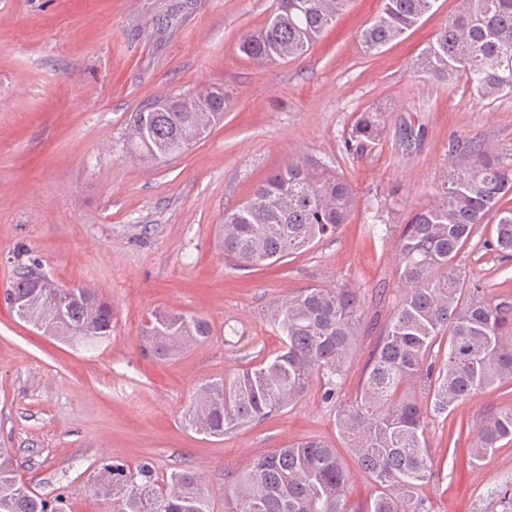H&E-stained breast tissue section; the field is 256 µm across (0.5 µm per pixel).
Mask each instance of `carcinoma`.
I'll return each mask as SVG.
<instances>
[{
  "mask_svg": "<svg viewBox=\"0 0 512 512\" xmlns=\"http://www.w3.org/2000/svg\"><path fill=\"white\" fill-rule=\"evenodd\" d=\"M349 0H276L261 29L246 33L239 49L273 64L302 57L336 23ZM436 0H381L363 30L368 52L378 51L416 27ZM416 67L438 81L465 80L479 96L512 95V0H461L460 14L441 26ZM224 118V93L161 97L132 114L128 158L151 163L185 153ZM387 113H358L347 148L364 154L381 141ZM512 165L475 150L457 168L438 203L415 212L395 243V280L402 298L378 336L354 396L339 403L336 425L359 469L376 485L360 504L346 496L348 472L336 448L310 437L260 456L224 496V512H436L423 494L434 474L426 438V411L450 416L475 396L512 386V294L488 298L466 281L457 263L476 226L496 217L497 251L512 254ZM357 207L353 184L311 158L294 159L261 182L252 195L224 213L218 247L239 267L273 264L337 233ZM43 275L28 268L5 300L23 301V321L46 336L87 347L112 336V304L94 288L53 294ZM270 322L282 336L271 358L224 378L207 380L184 411L186 426L220 437L299 403L314 381L327 400L345 383V367L364 334L361 300L345 287L309 286L274 300ZM213 335L203 318L155 312L143 328L160 360L180 355ZM512 441V406L490 412L478 427L473 460ZM91 491L109 512H210V495L190 469L156 476L144 462L134 468L104 462ZM0 512H69L62 495L47 499L16 473L12 451L0 448Z\"/></svg>",
  "mask_w": 512,
  "mask_h": 512,
  "instance_id": "obj_1",
  "label": "carcinoma"
}]
</instances>
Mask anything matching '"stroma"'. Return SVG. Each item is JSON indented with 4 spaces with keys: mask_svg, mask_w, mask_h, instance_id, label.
I'll return each instance as SVG.
<instances>
[{
    "mask_svg": "<svg viewBox=\"0 0 512 512\" xmlns=\"http://www.w3.org/2000/svg\"><path fill=\"white\" fill-rule=\"evenodd\" d=\"M381 0H350L303 57L247 58L240 37L261 28L274 0H0V448L39 494L64 495L71 512H105L91 478L104 461L150 463L158 476L189 468L210 491L211 512L259 456L319 437L349 462L348 493L370 496L336 428V403L312 384L294 408L207 438L185 429L194 389L273 354L281 345L268 304L307 286L361 295L365 333L347 366L350 398L400 301L395 240L401 224L436 201L454 169L485 144L512 164V95L489 101L447 84L416 60L460 11H436L379 53L361 31ZM220 88L224 119L177 157L126 156L132 113L171 93ZM389 114L383 141L346 148L357 115ZM310 157L353 183L349 224L310 250L239 269L216 246L225 210L288 160ZM479 225L457 262L487 296L512 290V260ZM25 266L59 285L93 287L112 304L109 340L89 349L43 335L6 304ZM171 310L207 319L211 338L172 360L155 359L142 328ZM512 392L473 398L449 417L428 415L435 475L423 492L437 512H507L512 445L481 464L471 447L489 409Z\"/></svg>",
    "mask_w": 512,
    "mask_h": 512,
    "instance_id": "35a3bbf8",
    "label": "stroma"
}]
</instances>
